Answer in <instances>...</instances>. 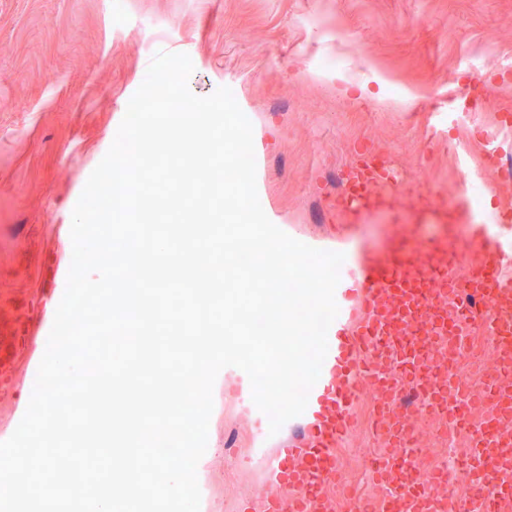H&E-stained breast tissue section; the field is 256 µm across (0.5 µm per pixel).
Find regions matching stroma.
I'll return each mask as SVG.
<instances>
[{
  "instance_id": "1",
  "label": "stroma",
  "mask_w": 512,
  "mask_h": 512,
  "mask_svg": "<svg viewBox=\"0 0 512 512\" xmlns=\"http://www.w3.org/2000/svg\"><path fill=\"white\" fill-rule=\"evenodd\" d=\"M159 52L189 55L195 95L234 87L264 212L318 249L376 250L393 235L383 211L340 220L336 179L360 149L427 180L451 209L462 200L451 145L481 154L496 127L512 153V127L497 120L512 112V89L482 86L512 55V0H0V344L49 335L51 269L72 258V211ZM338 55L342 73L324 65ZM476 56L491 62L477 76L466 70ZM463 87L482 101L478 124L436 134L435 113ZM8 376L6 435L31 397L28 350ZM213 399L197 466L205 512H239L273 487L236 381Z\"/></svg>"
}]
</instances>
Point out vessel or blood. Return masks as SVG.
Listing matches in <instances>:
<instances>
[{
  "mask_svg": "<svg viewBox=\"0 0 512 512\" xmlns=\"http://www.w3.org/2000/svg\"><path fill=\"white\" fill-rule=\"evenodd\" d=\"M344 184L339 203L350 223L369 211H395L396 197L404 191L387 158L370 149L356 152ZM414 196L418 214L436 217L439 234L344 266L320 377L304 413L285 423L276 454L266 452L267 416L254 414V448L264 457L268 479L293 490L289 496H268L261 512H330L327 489L338 474L336 450L355 427L353 409L366 385L378 396L372 422L386 449L374 476L379 484L398 486L397 495L378 502V512H443L441 498L406 484L399 472L414 438L392 418L390 403L402 389H415L425 394L433 414L460 429L459 404L469 392L454 371H442L434 360L420 361L413 350L397 344V337L420 322L432 326L426 342L433 346L441 337L480 328L499 360L500 378L482 393L494 412L470 437L468 465L473 482L497 483L503 464L492 452L495 434L502 417L512 418V320L501 316L504 306L512 307V209L489 213L474 200L465 210L450 211L432 189H419ZM461 223L470 226L463 248L455 233Z\"/></svg>",
  "mask_w": 512,
  "mask_h": 512,
  "instance_id": "vessel-or-blood-1",
  "label": "vessel or blood"
}]
</instances>
